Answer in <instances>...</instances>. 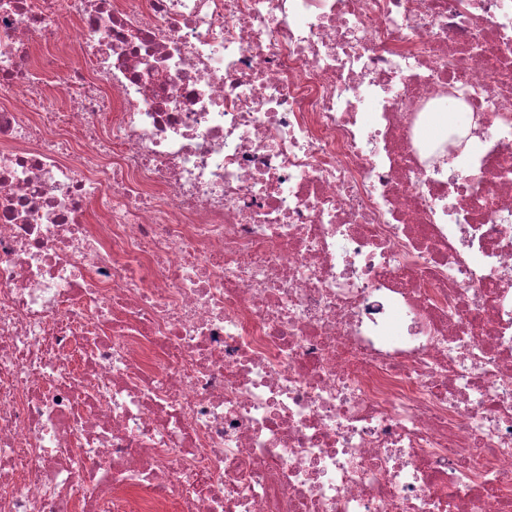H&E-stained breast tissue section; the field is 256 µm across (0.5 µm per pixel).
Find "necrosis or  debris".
Returning a JSON list of instances; mask_svg holds the SVG:
<instances>
[{"mask_svg":"<svg viewBox=\"0 0 512 512\" xmlns=\"http://www.w3.org/2000/svg\"><path fill=\"white\" fill-rule=\"evenodd\" d=\"M74 506L512 512V0H0V512Z\"/></svg>","mask_w":512,"mask_h":512,"instance_id":"obj_1","label":"necrosis or debris"}]
</instances>
